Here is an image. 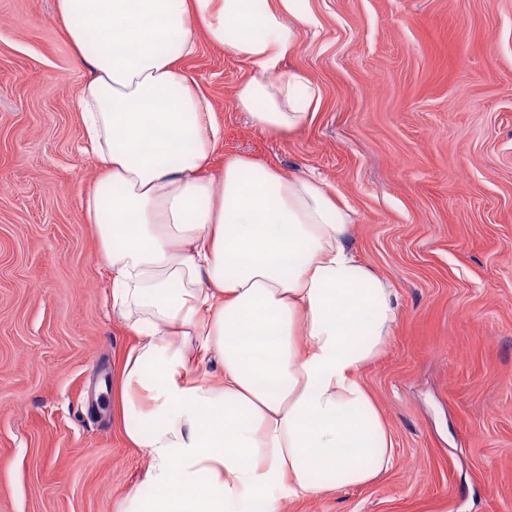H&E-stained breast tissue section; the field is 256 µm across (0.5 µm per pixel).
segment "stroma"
<instances>
[{
    "mask_svg": "<svg viewBox=\"0 0 512 512\" xmlns=\"http://www.w3.org/2000/svg\"><path fill=\"white\" fill-rule=\"evenodd\" d=\"M306 8L281 65L320 96L298 130L239 109L249 60L200 33L180 61L223 132L214 167L319 175L398 292L388 349L360 373L393 467L280 512H512V0ZM54 13L0 0V512H117L150 490L117 402L134 338L83 221L100 171L76 108L88 72Z\"/></svg>",
    "mask_w": 512,
    "mask_h": 512,
    "instance_id": "35a3bbf8",
    "label": "stroma"
}]
</instances>
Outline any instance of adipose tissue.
<instances>
[{"label": "adipose tissue", "instance_id": "adipose-tissue-1", "mask_svg": "<svg viewBox=\"0 0 512 512\" xmlns=\"http://www.w3.org/2000/svg\"><path fill=\"white\" fill-rule=\"evenodd\" d=\"M303 2L57 0L101 165L84 221L136 338L121 404L154 492L121 512H279L393 465L359 373L389 345L395 288L352 250L350 212L315 175L243 157L212 170L220 128L179 65L203 32L254 64L236 94L254 126L301 128L319 98L277 70L310 21Z\"/></svg>", "mask_w": 512, "mask_h": 512}]
</instances>
